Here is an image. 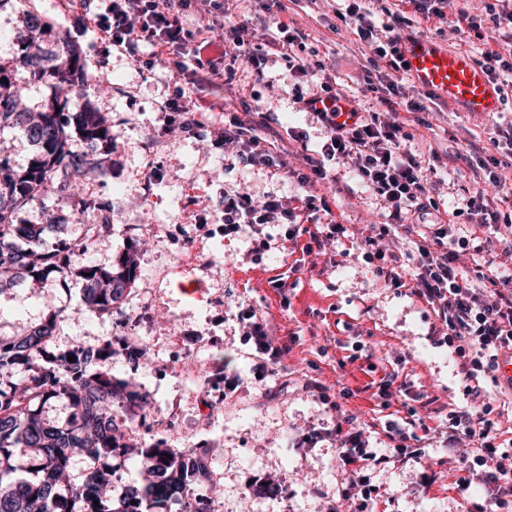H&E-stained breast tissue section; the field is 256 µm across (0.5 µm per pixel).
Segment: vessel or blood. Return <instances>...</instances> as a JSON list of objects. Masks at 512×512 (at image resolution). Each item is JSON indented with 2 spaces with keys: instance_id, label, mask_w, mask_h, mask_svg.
Returning <instances> with one entry per match:
<instances>
[{
  "instance_id": "b4317fda",
  "label": "vessel or blood",
  "mask_w": 512,
  "mask_h": 512,
  "mask_svg": "<svg viewBox=\"0 0 512 512\" xmlns=\"http://www.w3.org/2000/svg\"><path fill=\"white\" fill-rule=\"evenodd\" d=\"M399 52L413 83L435 99L473 117L491 119L502 112L499 89L468 51L417 35L403 40Z\"/></svg>"
}]
</instances>
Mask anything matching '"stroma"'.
I'll return each mask as SVG.
<instances>
[{"mask_svg": "<svg viewBox=\"0 0 512 512\" xmlns=\"http://www.w3.org/2000/svg\"><path fill=\"white\" fill-rule=\"evenodd\" d=\"M50 18L59 38L76 46L101 82L91 91L96 109L112 119V155L82 180L94 198L112 204V234L102 237L89 258L110 265L127 243H138V273L144 293L126 299L112 316L96 317L78 310L77 293L25 283L0 292V334L11 335L43 318L48 304H65L69 313L57 336L68 349L125 337L142 345L147 359L131 366L123 357L112 360L113 373L148 392L153 414L149 432L174 448H206L214 483L207 489L213 512H320L325 497L338 493L342 473L336 452V413L341 402L357 417L372 448H379L388 421L416 409L433 430L419 440L426 455L420 461H391L377 466L374 482L385 512H460L457 485L464 473L456 449H444L448 402H461L457 366L446 349L428 336L426 308L399 291L374 281L370 267L350 254L351 243L340 239L327 255L313 258L296 251L286 238V225L267 228L274 247L256 251L249 234H224L221 199L226 184L255 195L271 186L258 169L226 171L220 136L225 123L245 109L271 113L273 127L285 133L295 127L317 145L323 130L312 114L297 111L295 79L283 61L268 69L275 90L268 91L242 76L235 89L187 85L201 104L226 98L225 110L214 111L203 138L174 136L163 131L160 104L174 85L164 69L146 71L124 51L100 41L79 14L62 10L60 0H33ZM327 0H297L290 14L336 75L337 84L367 109L380 110V92L358 79L369 54L351 31L332 33L325 19ZM414 33L472 55L491 48L512 53V40L480 32L441 30L437 19L411 18ZM24 17L11 0L0 6V60L13 61L25 81L24 101L39 109L54 87L29 80L17 60L14 37ZM409 97L422 101L425 126L414 128L411 146L422 157L438 153L447 176L440 199L451 205L481 181L463 161L470 145L482 157L496 155L488 139L490 120L470 117L431 98L413 82ZM339 224L359 227L382 223L379 204L363 189L337 192L335 184L319 188ZM282 277L287 292L274 288ZM260 308L274 336L291 341L285 371L256 379L250 367L252 347L245 344L236 319L239 307ZM239 385L232 405H222L224 376ZM393 373L403 383L400 396L383 405L372 381ZM316 376L328 389L321 402L305 381ZM432 482H423V474ZM274 484L278 495L248 491V484Z\"/></svg>", "mask_w": 512, "mask_h": 512, "instance_id": "obj_1", "label": "stroma"}]
</instances>
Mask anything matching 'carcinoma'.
<instances>
[{
	"instance_id": "obj_1",
	"label": "carcinoma",
	"mask_w": 512,
	"mask_h": 512,
	"mask_svg": "<svg viewBox=\"0 0 512 512\" xmlns=\"http://www.w3.org/2000/svg\"><path fill=\"white\" fill-rule=\"evenodd\" d=\"M25 29L17 37L20 61L39 57L36 35L47 36L49 22L34 9L24 10ZM58 66L37 69L30 77L63 84L71 96H55L38 112L23 103L14 70L0 64V134L21 131L34 147L30 163L17 168L0 154V292L19 282L44 285L57 259L48 254L49 224H30L21 214L46 209L44 190L54 186L57 206L71 205L75 215L111 232V206L79 199L75 175L107 161L112 152V122L93 106L81 53L58 50ZM92 148L78 154L72 136ZM89 245L65 243L64 261L79 277L81 309L96 316L117 312L127 285L137 277L136 250L129 247L114 264L86 259ZM67 307L52 306L40 323L12 336H0V512H211L199 495L212 472L203 448H171L163 439L132 441L128 433L142 425L150 396L131 381L112 374V357L138 365L146 350L119 340L97 346L42 352V342ZM76 360L69 361L67 357ZM62 402L64 421L48 409ZM132 461L139 479L118 497L108 489L116 457ZM87 461L84 479L70 481L72 462Z\"/></svg>"
}]
</instances>
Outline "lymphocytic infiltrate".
I'll return each instance as SVG.
<instances>
[{
	"label": "lymphocytic infiltrate",
	"instance_id": "f902f5d3",
	"mask_svg": "<svg viewBox=\"0 0 512 512\" xmlns=\"http://www.w3.org/2000/svg\"><path fill=\"white\" fill-rule=\"evenodd\" d=\"M63 5L82 10L86 24L101 40L142 62L144 68L170 72L177 87L162 110L164 128L171 132L191 135L202 126V107L186 95L181 79L223 88L232 84L237 75L234 63L240 60L255 83H267L272 45L281 46L280 57L295 79L317 76L319 92L296 96L303 111L313 113L324 129L317 151H310L304 132L291 131V139L299 145L291 163L285 147L262 135L255 125L236 117L225 126L224 149L239 165L293 180L297 196L291 202L274 191L254 195L234 186L225 188L224 232L258 235L265 225L284 224L289 239L307 236L303 248L307 255L322 254L336 238L351 236L376 281L404 289L407 296L424 303L434 316V342L454 354L460 389L472 401L466 409L448 407L447 441L467 445L458 458L468 474L458 485L459 493L467 495L471 479H478L491 493L475 512H504L512 503V445L501 440L503 430L494 417L489 391L499 385L496 371L501 352L512 350V278L500 272L512 262V121L493 122L488 134L498 154L477 163L484 187L462 197L454 210L455 216L469 215L475 227L495 224L507 231L502 249L487 253L476 244L473 230L456 229L453 219L423 221L438 211L434 193L444 183L437 168L425 165L410 146L411 117L423 111V104L408 99L398 81L391 79L386 84L385 111L369 112L356 104L350 116L336 112L334 104L344 94L335 88L323 61L313 62L294 52L302 36L285 19L289 11L285 0H252L248 9L241 8L239 0H208L203 7L197 0H63ZM259 11L272 15L278 32L272 40H264L252 21L253 13ZM218 14L229 25L226 39L219 44L213 37ZM333 14L337 22L330 27L332 33L352 30L371 50L362 69L366 86H373L380 69L401 71L398 45L409 25L404 14L395 12L387 22L377 23L365 0H349ZM145 45L150 46V55H142ZM187 56L193 60L189 70L183 63ZM336 165L347 169L352 180L380 203L388 214L386 223L367 224L353 233L343 224L318 223V213L329 212L330 206L312 189L335 181L332 168ZM488 186L495 189L496 200L485 194ZM470 253L480 257L471 267L463 263ZM238 320L244 342L255 347L253 373L267 377L282 371L290 347L270 334L263 312L250 305L240 310ZM355 420L354 414L337 409L338 456L344 465L358 468L339 496L347 500L360 494L363 512H377L381 495L368 476L381 459L355 427ZM425 426L424 418L416 415L403 426L388 423L389 458L421 460L424 449L411 447L410 440L413 429Z\"/></svg>",
	"mask_w": 512,
	"mask_h": 512
}]
</instances>
